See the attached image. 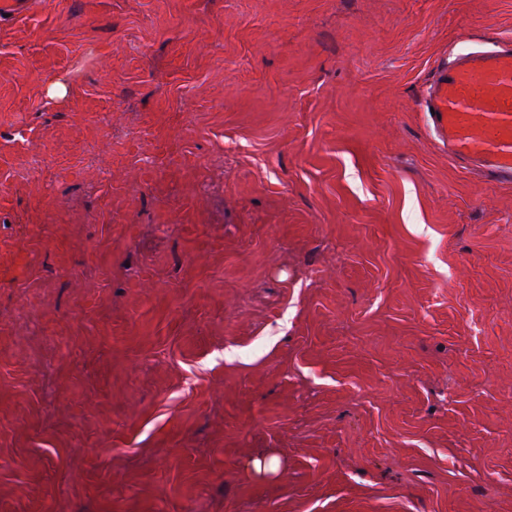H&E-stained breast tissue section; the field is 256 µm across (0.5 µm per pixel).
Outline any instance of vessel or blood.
Returning a JSON list of instances; mask_svg holds the SVG:
<instances>
[{"instance_id": "b4317fda", "label": "vessel or blood", "mask_w": 512, "mask_h": 512, "mask_svg": "<svg viewBox=\"0 0 512 512\" xmlns=\"http://www.w3.org/2000/svg\"><path fill=\"white\" fill-rule=\"evenodd\" d=\"M431 120L453 156L512 178V42L439 66L427 90Z\"/></svg>"}]
</instances>
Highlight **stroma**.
Listing matches in <instances>:
<instances>
[{
  "mask_svg": "<svg viewBox=\"0 0 512 512\" xmlns=\"http://www.w3.org/2000/svg\"><path fill=\"white\" fill-rule=\"evenodd\" d=\"M508 37L512 0L0 14V512H512V184L424 102Z\"/></svg>",
  "mask_w": 512,
  "mask_h": 512,
  "instance_id": "35a3bbf8",
  "label": "stroma"
}]
</instances>
